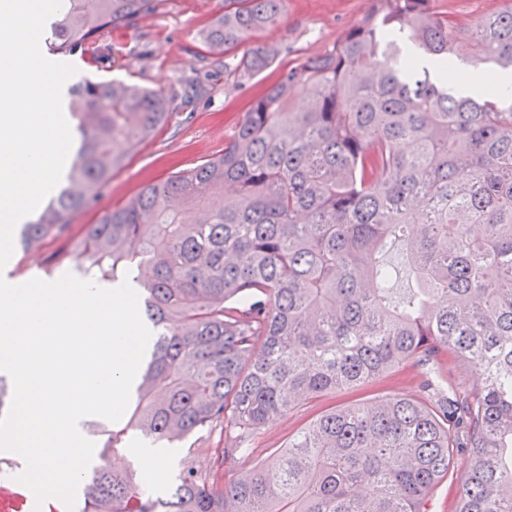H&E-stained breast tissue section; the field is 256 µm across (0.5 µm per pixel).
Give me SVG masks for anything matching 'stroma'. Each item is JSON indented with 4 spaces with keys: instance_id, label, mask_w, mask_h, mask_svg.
<instances>
[{
    "instance_id": "35a3bbf8",
    "label": "stroma",
    "mask_w": 512,
    "mask_h": 512,
    "mask_svg": "<svg viewBox=\"0 0 512 512\" xmlns=\"http://www.w3.org/2000/svg\"><path fill=\"white\" fill-rule=\"evenodd\" d=\"M223 7L224 0H159L149 19H136L113 32L116 49L112 60L96 64L89 57L74 56L76 76L118 77L147 88L170 89L200 68L199 55L206 49L204 37ZM367 15L362 0H286L280 18L256 36L259 43L279 47L275 62L244 84L230 70L205 76L209 88L206 98L190 116L180 117L147 140L125 167L113 174L100 205L73 217L74 229L96 222L104 209L124 203L146 182L193 167L223 150L253 97L300 60L331 49L344 32L364 23ZM421 381L416 369L407 376L389 373L363 390L305 401L269 422L254 440L250 455L225 472L224 482L235 481L254 463L284 447L298 428L325 409L384 395L416 396ZM223 445L219 431L194 432L170 450L174 473H181Z\"/></svg>"
}]
</instances>
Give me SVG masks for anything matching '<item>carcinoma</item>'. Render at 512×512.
<instances>
[{"instance_id": "carcinoma-1", "label": "carcinoma", "mask_w": 512, "mask_h": 512, "mask_svg": "<svg viewBox=\"0 0 512 512\" xmlns=\"http://www.w3.org/2000/svg\"><path fill=\"white\" fill-rule=\"evenodd\" d=\"M156 0H66L57 48L112 55L103 37ZM285 0H224L206 68L246 47L241 80L278 53L254 42ZM377 15L253 98L224 151L145 184L83 225L71 268L131 281L158 336L124 426L174 443L224 429L206 471L153 498L107 465L84 512H429L453 456L455 512H512V88L451 89L440 72L458 22L433 0H377ZM469 57L512 70V3L468 24ZM407 33L419 54L398 57ZM321 92L307 98L302 89ZM168 92L85 78L71 90L80 145L68 187L24 225L27 247L63 235L112 174L181 108ZM463 359L470 392L429 377L423 396L325 410L287 447L228 485L266 422L311 398L357 390L411 364Z\"/></svg>"}]
</instances>
